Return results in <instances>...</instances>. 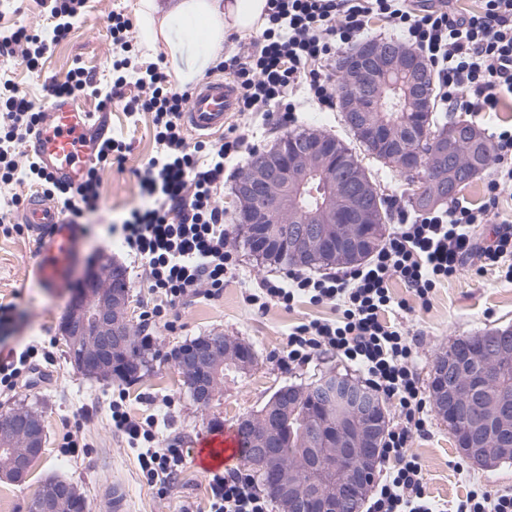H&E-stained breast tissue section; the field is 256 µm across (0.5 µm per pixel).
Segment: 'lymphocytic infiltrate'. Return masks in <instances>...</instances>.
I'll list each match as a JSON object with an SVG mask.
<instances>
[{
    "label": "lymphocytic infiltrate",
    "instance_id": "lymphocytic-infiltrate-1",
    "mask_svg": "<svg viewBox=\"0 0 512 512\" xmlns=\"http://www.w3.org/2000/svg\"><path fill=\"white\" fill-rule=\"evenodd\" d=\"M87 0H41L48 28L15 25L0 28V55L16 58L27 70H38L49 50L65 39L75 20L86 13ZM268 26L260 36L242 44L238 54L218 62L237 90L241 124L259 112L291 113L295 89L309 102L332 105L334 79L321 69L323 60L356 42L372 17L386 19L437 71L441 99L449 111L477 116L498 111L512 97V0H480L478 10L461 13L449 0L420 9L402 0H267ZM108 27L118 56L112 62L109 87H101L85 68L70 71L65 82L52 87L53 95L88 94L104 103L120 101L127 114L149 112L155 150L139 179L146 201L121 224L119 240L141 263L145 282L155 302L143 312L144 349L154 346L153 330H174L168 314L192 297L218 299L224 276L239 258L228 246L224 208L217 193L224 186V167L237 160L245 135L228 131L215 141L188 142L181 115L190 99L188 90L175 87L157 65L133 66L138 51L131 37L133 24L120 13L110 14ZM134 93H127V86ZM40 116V106L9 79H0V187L18 177L40 185L71 219L96 209L101 172L122 162L126 145L110 139L83 182L74 189L53 182L29 162L20 167L21 147L29 142ZM496 168L485 185L484 200L476 204L459 197L448 207L417 214L399 210V227L364 266L341 277L315 278L291 272L263 279L248 300L259 310L276 305L292 308L302 298L310 303L334 304V320H313L289 332L282 363L304 364L323 353L357 364L367 386L392 400L401 425L389 432L381 457L388 467L378 483L367 512H512L511 493L469 491L452 510L427 495L422 467L408 454L412 433L424 432L427 403L411 368L414 351L390 311L428 307L437 285L453 278L469 260L497 268L512 283V222L502 221L491 241L477 235L490 223L500 193L512 189V125L490 134ZM402 281L412 301L395 300L391 278ZM125 394L112 401V427L138 451L143 482L158 497L172 490L186 461L179 442L156 448L154 417L133 418ZM209 512H269L248 474L228 468L209 478Z\"/></svg>",
    "mask_w": 512,
    "mask_h": 512
}]
</instances>
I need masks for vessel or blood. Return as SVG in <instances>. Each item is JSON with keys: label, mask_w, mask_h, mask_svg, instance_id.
<instances>
[{"label": "vessel or blood", "mask_w": 512, "mask_h": 512, "mask_svg": "<svg viewBox=\"0 0 512 512\" xmlns=\"http://www.w3.org/2000/svg\"><path fill=\"white\" fill-rule=\"evenodd\" d=\"M236 98V87L231 80L211 77L195 82L189 107L182 115L185 128L205 137L223 133L235 110ZM109 137L106 113L87 111L71 97H56L41 108L28 151L54 181L75 188ZM20 221L34 239V272L40 283L53 291L67 288L68 268L79 246L77 225L71 223L56 202L40 195L27 199ZM239 456L237 439L230 430L200 445L194 453L200 466L223 460L230 462Z\"/></svg>", "instance_id": "obj_1"}]
</instances>
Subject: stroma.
I'll list each match as a JSON object with an SVG mask.
<instances>
[{"mask_svg": "<svg viewBox=\"0 0 512 512\" xmlns=\"http://www.w3.org/2000/svg\"><path fill=\"white\" fill-rule=\"evenodd\" d=\"M137 3L138 0H89L85 17L75 22L67 40L45 55L41 71L29 72L16 59L0 56V76L13 80L40 104L49 100L51 85L65 81L70 70L78 65L93 73L98 81L108 82L113 53L107 17L119 12L135 18ZM109 112L111 135L123 140L127 151L122 165L105 168L101 173L98 205L83 220L81 255L68 276L70 282H77L96 256L111 257L126 271L131 290V325L137 331L150 295L142 268L134 263L119 240L110 236L109 227L122 223L132 210L144 204L139 174L155 149L154 128L151 113L130 116L118 106L110 107ZM302 129L317 130L348 143L353 140L336 107L305 106L287 129L259 115L251 125L252 139L264 151L284 131ZM249 160L245 154L226 166L224 192L219 197L224 207V223L238 247L241 266L228 277L223 297H199L178 307L179 328L159 333L154 348L145 354L148 370L130 382L90 378L71 366L61 330L69 293L53 292L38 283L32 270L34 243L29 234H0V304L16 306L14 321L0 326V357L21 350L34 340L51 342L53 352L52 362L42 364L38 376L15 390H0V412L20 408L34 411L41 415L46 435L45 447L23 483L0 479V512H27L42 485L53 478L70 482L76 488L85 500V512H111V485L116 480L128 488L130 512H182L187 505L193 512H206L210 473L194 461L186 462L179 480L165 498H158L142 482L135 450L112 428L113 395L126 393L132 415L157 417L158 447H166L177 439L183 447L193 450L206 435L223 432L225 426L259 411L281 386L306 385L327 373L352 374V367L330 354L287 369L275 359L286 345L289 327L317 318H335L333 305L303 302L290 311L273 306L261 312L247 301L270 270L268 262L256 259L243 246L235 224L233 188ZM362 165L385 201L409 204L404 176L368 155L363 156ZM401 323L414 342L412 367L421 391L429 393L433 363L456 339L512 326V284L504 282L492 268L481 270L476 263H468L455 278L436 288L427 308H414ZM210 334H221L249 346L255 360L241 374L225 379L204 408L192 401L172 353L191 340ZM168 398L175 403L170 412L163 405ZM77 420L82 423L87 447L72 456L62 448V435L67 425ZM428 420V434L414 437L410 450L422 464L429 496L442 503H453L474 488L512 493V462L486 470L463 460L447 421L433 409L428 412Z\"/></svg>", "mask_w": 512, "mask_h": 512, "instance_id": "1", "label": "stroma"}]
</instances>
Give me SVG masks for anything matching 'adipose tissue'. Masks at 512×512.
I'll return each mask as SVG.
<instances>
[{"label": "adipose tissue", "mask_w": 512, "mask_h": 512, "mask_svg": "<svg viewBox=\"0 0 512 512\" xmlns=\"http://www.w3.org/2000/svg\"><path fill=\"white\" fill-rule=\"evenodd\" d=\"M267 0H139L137 15L141 45L151 55L163 56L181 84L193 83L197 71L183 65V42L192 40L203 46L208 60L224 52L228 36L261 32L268 25ZM201 22L198 30H188L184 40L171 35L174 22Z\"/></svg>", "instance_id": "ef3b65f1"}]
</instances>
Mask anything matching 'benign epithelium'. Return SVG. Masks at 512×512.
Instances as JSON below:
<instances>
[{
    "mask_svg": "<svg viewBox=\"0 0 512 512\" xmlns=\"http://www.w3.org/2000/svg\"><path fill=\"white\" fill-rule=\"evenodd\" d=\"M369 58L382 69L408 70L417 75L418 81L428 78L424 60L419 53L405 46L364 45L351 53L349 61L343 63L342 73L346 93L342 98L345 119L357 128L368 129L377 138L393 140L399 137V128L376 121L362 113L360 101L373 93L374 85L368 84V72L356 62ZM328 137L317 135L310 144L302 143L292 150L278 149L254 155L238 183V205L244 222L263 224L266 242H279L283 238L280 224L294 215L299 208L301 193H320L326 199L323 208L308 214V220L299 225L289 236L291 250L297 254H308L333 247L336 241L350 249L362 241V232L375 217L380 208L377 188L366 173L352 169L347 174L336 166V159L329 149ZM395 164L410 170L420 163L417 151L406 149L393 156ZM343 225L342 237H331L327 225ZM101 259L88 270L76 295L70 301L63 321L67 336L101 337L104 346L91 349L81 355L79 363L88 371H98L103 365V354L113 348L127 344L129 289L109 291L101 285L103 263ZM224 347V358L247 368L252 356L245 346L209 337L200 344L175 350V360L189 375L190 390L196 388V376L207 358L219 347ZM465 357H478L485 370L490 371L500 363L512 359V340L507 337H487L481 348L472 352L462 349ZM471 379L459 374H448V368L433 375L431 397L440 416L448 420V427L454 426L460 417L466 415L472 420L482 418L484 405L468 393ZM319 401L343 409L349 414L336 419L335 447L329 449L324 469L335 466V460L348 459L353 471L349 475L329 473V491H307L298 486L296 472L287 470L286 461L279 448L268 447L273 435L270 415L283 409L280 395H275L259 422L253 423L258 448L247 461V468L260 477L265 486L273 485L283 491V497L290 498L292 512H361V505L371 485L372 474L380 460V446L384 437L381 432L379 409L383 405L376 398L353 392L341 386L334 375L327 374L318 382ZM492 417L506 423L512 420V404L507 395L491 409ZM19 443L23 451L15 456L10 478L21 482L27 477V461L44 447L45 433L37 417L3 415L0 417V440ZM461 452L474 463L491 467L512 457V443L469 436L461 439Z\"/></svg>",
    "mask_w": 512,
    "mask_h": 512,
    "instance_id": "benign-epithelium-1",
    "label": "benign epithelium"
}]
</instances>
